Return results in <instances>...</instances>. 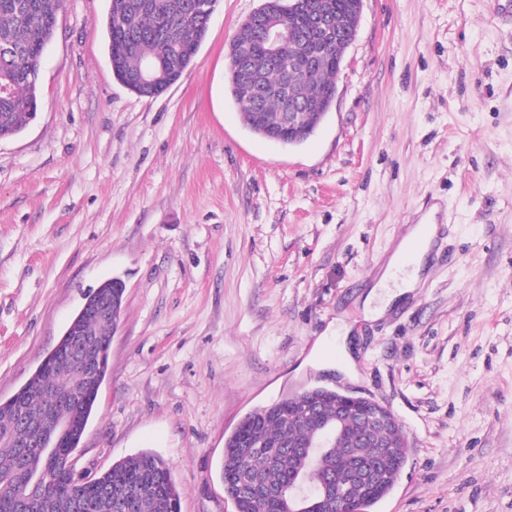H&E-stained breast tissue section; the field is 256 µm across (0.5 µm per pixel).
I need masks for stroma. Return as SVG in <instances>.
I'll use <instances>...</instances> for the list:
<instances>
[{
  "label": "stroma",
  "mask_w": 512,
  "mask_h": 512,
  "mask_svg": "<svg viewBox=\"0 0 512 512\" xmlns=\"http://www.w3.org/2000/svg\"><path fill=\"white\" fill-rule=\"evenodd\" d=\"M260 4L217 0L189 68L147 98L112 73L108 0H65L37 115L0 142V399L118 277L78 467L150 451L180 512H235L226 437L323 385L379 401L411 438L369 512H512V24L497 0H364L324 122L281 146L227 84ZM430 201L444 223L422 286L367 318ZM347 345L353 377L336 369Z\"/></svg>",
  "instance_id": "obj_1"
}]
</instances>
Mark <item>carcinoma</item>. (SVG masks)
Here are the masks:
<instances>
[{
	"mask_svg": "<svg viewBox=\"0 0 512 512\" xmlns=\"http://www.w3.org/2000/svg\"><path fill=\"white\" fill-rule=\"evenodd\" d=\"M105 19L107 53L114 76L140 95H161L175 84L192 63L205 40L211 14L207 0H108ZM63 0H0V134L14 136L36 117L38 110V69L44 50L56 32L57 15ZM288 16L289 40L277 57L264 51L265 31ZM315 39L306 20L305 0H279L271 13L262 12L242 27L235 42L250 48L245 60L235 50L228 54V88L250 130L258 127L259 112L288 111V85L310 99L312 112L324 111L336 92V52L306 70L288 67L289 46L309 52ZM146 58L156 61V84L145 89L137 78ZM255 79L231 75L240 64ZM125 288L119 281H108L96 295L108 296L123 305ZM87 316L80 325L87 335L105 344L92 358L94 371L105 379L109 370L114 323ZM78 366L68 357L58 358L37 377L45 387L62 388L71 384ZM334 389L305 390L277 405L258 409L242 418L224 444L222 480L224 493L233 500L236 512H287L289 479L305 476L318 480L328 477L348 489V505L336 507V500L310 502L309 512H368L387 496L408 460V451L397 454L389 448H366V440L387 442L398 439L395 430H377L356 411L336 423ZM319 407L321 427L336 435L335 446L315 458L303 448L316 427L308 420L309 406ZM29 431L18 422L14 407L0 402V512H78L77 499L82 487L72 482L54 485L31 496L23 510H17V480L28 474L56 471L57 458L41 455L21 444ZM364 465L381 472L377 484L353 481L356 469ZM99 482L111 486L112 493L91 501L86 512H180L179 494L168 463L152 452H141L112 465Z\"/></svg>",
	"mask_w": 512,
	"mask_h": 512,
	"instance_id": "obj_1",
	"label": "carcinoma"
}]
</instances>
